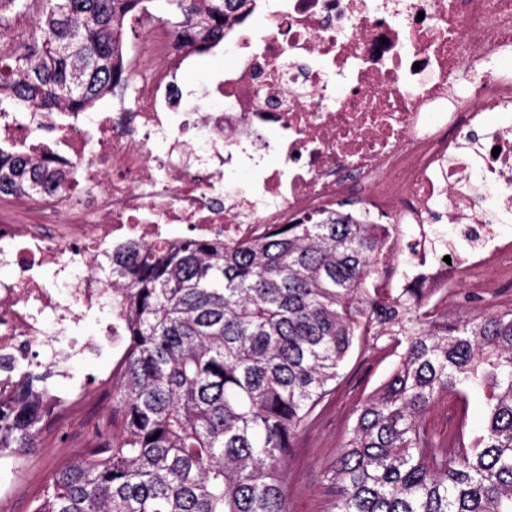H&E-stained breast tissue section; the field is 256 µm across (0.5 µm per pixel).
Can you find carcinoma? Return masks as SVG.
I'll return each mask as SVG.
<instances>
[{"mask_svg":"<svg viewBox=\"0 0 512 512\" xmlns=\"http://www.w3.org/2000/svg\"><path fill=\"white\" fill-rule=\"evenodd\" d=\"M147 0H0V28L33 15L0 48L4 101L26 112H84L125 91V24ZM158 21L202 53L255 0H165ZM83 83L73 90L75 78ZM71 172L0 146V195L65 187ZM388 224H356L346 204L246 240L129 242L112 256V311L125 355L103 442L57 468L31 512H289L294 439L355 346L396 357L325 478L329 512H512V310L448 321L423 288H379ZM0 403V461L35 447L58 399L52 372L20 368ZM476 390L473 435L423 421L441 397Z\"/></svg>","mask_w":512,"mask_h":512,"instance_id":"1","label":"carcinoma"}]
</instances>
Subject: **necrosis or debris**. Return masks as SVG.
I'll use <instances>...</instances> for the list:
<instances>
[{
	"mask_svg": "<svg viewBox=\"0 0 512 512\" xmlns=\"http://www.w3.org/2000/svg\"><path fill=\"white\" fill-rule=\"evenodd\" d=\"M255 34L226 36L239 63L201 89L177 72L193 49L169 30L126 58L131 111L0 114V141L76 167L65 191L0 210V399L17 367L71 377L73 360L122 358L120 316L80 326L112 292L106 269L129 241L245 240L303 224L354 197L356 221L395 227L401 287L434 291L503 251L512 212V0H261ZM495 114L487 123V114ZM274 153L275 167L262 163ZM252 177L232 181L241 167ZM447 220L446 254L425 246ZM411 226L408 243L398 227Z\"/></svg>",
	"mask_w": 512,
	"mask_h": 512,
	"instance_id": "obj_1",
	"label": "necrosis or debris"
}]
</instances>
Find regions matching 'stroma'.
Returning <instances> with one entry per match:
<instances>
[{"label":"stroma","mask_w":512,"mask_h":512,"mask_svg":"<svg viewBox=\"0 0 512 512\" xmlns=\"http://www.w3.org/2000/svg\"><path fill=\"white\" fill-rule=\"evenodd\" d=\"M488 283L481 289L476 306L486 314L512 309V254L482 272ZM392 371V362L365 351L348 360L344 377L312 425L300 433L288 457V508L290 512H328L330 494L323 471L346 438L357 403L380 386ZM484 406L479 393H469L466 401L455 397L441 400L426 416L425 424L436 431L476 432L483 419ZM112 414L111 399H104L80 410L66 411L61 422L46 429L36 448L19 471L0 467V512H28L50 472L68 457L91 446L96 427Z\"/></svg>","instance_id":"stroma-1"}]
</instances>
